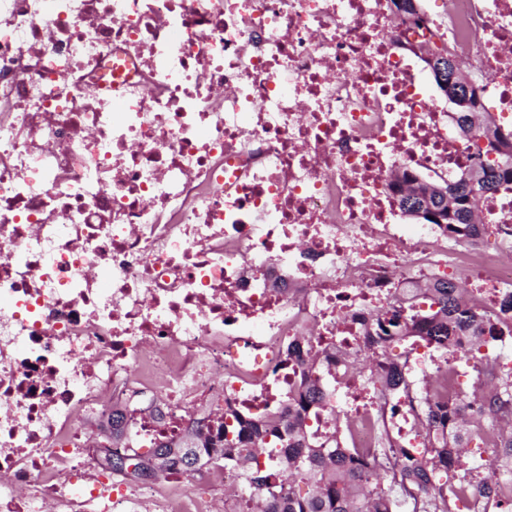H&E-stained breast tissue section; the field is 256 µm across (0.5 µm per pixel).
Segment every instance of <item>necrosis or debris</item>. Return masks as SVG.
<instances>
[{
    "instance_id": "necrosis-or-debris-1",
    "label": "necrosis or debris",
    "mask_w": 512,
    "mask_h": 512,
    "mask_svg": "<svg viewBox=\"0 0 512 512\" xmlns=\"http://www.w3.org/2000/svg\"><path fill=\"white\" fill-rule=\"evenodd\" d=\"M421 25L391 0H0V512H245L239 467L220 499L112 478L88 428L110 399L138 453L193 421L287 412L318 355L304 426L367 455L380 431L428 462L426 427L380 400L363 354L401 349L499 467L479 382L418 331L380 325L430 303L410 287L465 274L469 306L512 316V186L475 219L498 249L406 224L397 182L470 163L418 45L465 63L487 115L512 125V0H447ZM461 512H512V477Z\"/></svg>"
}]
</instances>
